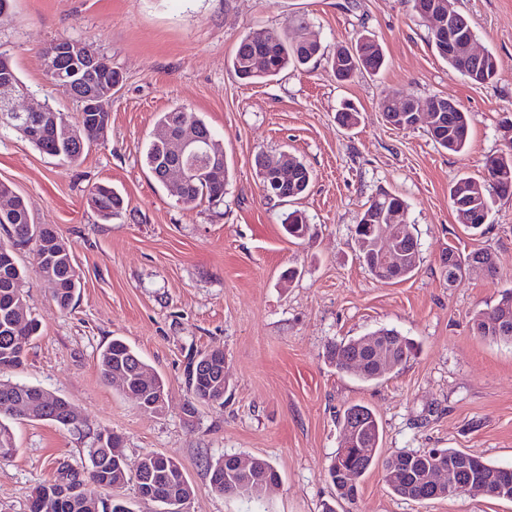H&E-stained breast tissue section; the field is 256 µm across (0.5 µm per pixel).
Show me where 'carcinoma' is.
Wrapping results in <instances>:
<instances>
[{
  "mask_svg": "<svg viewBox=\"0 0 512 512\" xmlns=\"http://www.w3.org/2000/svg\"><path fill=\"white\" fill-rule=\"evenodd\" d=\"M309 22L300 18L296 21L293 37L281 35L268 28L250 29L239 39L231 66L235 74L250 82L271 79L278 76L288 68H301L310 61L322 56L321 45L306 36ZM432 45L439 55L448 64V71L465 75L470 63L466 58L457 54H448V46L437 41ZM263 49L267 59L264 72L254 75L248 65L251 54L257 49ZM328 63L336 79L348 80L358 74H375L381 70L385 63L384 52L381 45L373 38L362 35L350 46H341L328 58ZM184 118H189L200 127L205 141L219 145L212 130L205 120L191 109L179 106L160 115L157 126L176 127ZM471 117L466 110L448 113V127L439 133L432 134L434 142L442 149L453 153L464 152L469 145V129ZM39 126L35 113L29 112L19 120L9 117L0 119V132L7 130L18 131L24 126ZM93 139L92 132L88 131L82 140L63 139L55 135L54 131L42 128V136L31 140L32 145L40 152L57 157L66 163L77 162L87 143ZM288 159L293 173V179L281 188L282 200L292 201L303 197L308 190L312 179V171L300 157L293 153L282 151L276 155L265 157L267 164L279 163ZM178 160L169 145L156 137L151 138L143 151V162L157 180H162L166 165ZM221 174L212 179L196 180L189 183L183 193V203L198 205L204 201L217 204L224 199V188L229 180V168L224 162V152H218L217 157ZM485 177L477 179L471 176H460L454 180L449 189V198L460 196L468 204L467 211L456 213L458 223L471 229H478L489 223L492 212V200L488 189H493L499 197L512 195V145L488 156L484 165ZM90 203L94 206L101 220L112 221V218L124 210V199L108 184H96L90 189ZM397 207L407 209L405 201L393 194L385 193L372 200L361 214L355 225V240L358 245L359 259L364 267L376 279L381 276L375 272L377 263L373 250V241L377 237L379 226L372 223V217L381 213L384 207ZM281 225L288 236L299 238L310 228L305 213L295 209L281 216ZM0 227L3 228L6 238L0 240V252L10 247H20L30 241L29 230L39 229L48 240L54 241L59 251L56 260L55 273L57 279L63 284L61 291L53 298L59 308L69 309L72 305L70 272L74 259L69 246L60 237L56 228L51 224H35L31 221L25 201L17 198L15 209L6 214L0 213ZM397 248L404 253V262L397 272V281L401 282L411 277L417 268L418 250L417 239L413 233L408 232L404 238L397 242ZM490 256L486 251L471 252L466 256L450 245L446 250L448 264L445 275L448 282H454L462 270L472 266L483 257ZM13 263L9 264L0 255V371L16 368L22 365L25 349L38 329V324L31 317L25 299L13 298L12 284L24 278V269L18 262V256L12 255ZM23 321L27 329L24 341L15 339V323ZM474 326L477 333L485 338L496 341L512 342V302L507 308L497 305L490 310L480 312L474 317ZM380 339L384 344L386 359L392 368L396 369L405 364L415 351L412 339L403 336L393 329H379ZM329 362L339 371H349V362L353 359L360 361L361 370L356 377L365 382L378 381L387 374V367L373 357L370 350L364 347L363 338H353L333 345L328 351ZM147 363L123 340L114 339L99 355V370L105 380L112 378L118 370H125L130 379L138 378L139 368ZM221 375L219 366L211 365L207 361V353L200 354L194 367V372L188 374V389L191 406L188 416H193L196 406L201 403H224V389L209 390L208 373ZM39 388L33 385L0 381V399L6 397L12 400L13 411L10 416L18 419H38L40 408L31 405ZM351 430L349 443L344 446L339 465H330L329 476L336 490V497L352 501L358 492L357 479L363 476L374 463L380 439V426L374 414L365 406L354 405L347 408L342 418V430ZM86 460L82 468H65L58 472L56 479L38 486L32 493L29 512H107L104 501L94 495V486L106 484L114 489L122 488L129 482L130 477L122 464L108 456L105 447L91 441L89 448L85 449ZM238 456L224 455L210 464V471L222 467V475L218 479H211L215 491L224 494L226 486L236 488V495L252 497L253 489L263 483L279 479L274 466L262 458L255 459L254 465L249 469L237 466ZM483 468V475L489 483L509 485L512 487V474L503 473L502 468L494 466L482 458L454 449L441 450L440 456L429 452L401 451L392 455L384 463V479L392 492L400 497L414 500L424 494H434L429 485V477L433 470L443 468L447 471L449 483H465L474 472L472 464ZM67 479L73 484H84L89 487L85 493L68 501L60 500L55 494L57 481ZM189 483L181 478H171L168 482V496L188 500L191 497Z\"/></svg>",
  "mask_w": 512,
  "mask_h": 512,
  "instance_id": "obj_1",
  "label": "carcinoma"
}]
</instances>
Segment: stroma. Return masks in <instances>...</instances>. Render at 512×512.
Returning <instances> with one entry per match:
<instances>
[{"mask_svg": "<svg viewBox=\"0 0 512 512\" xmlns=\"http://www.w3.org/2000/svg\"><path fill=\"white\" fill-rule=\"evenodd\" d=\"M466 16L479 47L500 62L492 83L452 74L435 52L428 23L411 0H11L0 12V51L31 94L77 116V102L51 95L42 51L75 37L108 56L122 81L112 94L105 140L79 163L63 164L22 134L0 137V181L25 201L37 224L55 225L81 282L69 309L40 279L31 254L26 303L40 326L21 366L0 380L50 390L78 411L82 432L49 420L8 419L15 451L0 456V512H29L33 490L69 464L80 467L90 433L121 436L128 470L157 453L177 460L192 489L188 512H512V501L480 493L414 501L394 494L381 460L401 451L455 448L512 467V343L479 336L473 319L512 289V198L495 202L491 222L458 224L449 188L479 177L503 146L512 116V0H449ZM307 18L326 54L358 35L381 45L385 68L337 81L326 62L257 84L230 62L249 28L284 31ZM442 96L470 112L469 147L455 154L433 142L425 124L398 130L380 101ZM361 114L341 127L344 104ZM198 112L224 149L232 176L223 202L187 206L144 167L142 151L160 113ZM289 151L314 177L293 202L266 198L260 155ZM108 183L127 201L100 221L88 201ZM401 196L420 244L412 277L385 283L360 263L353 228L381 193ZM299 209L310 229L288 237L282 212ZM490 251L494 272L467 269L447 282V246ZM294 279H287L288 270ZM412 338L415 356L385 378L364 382L326 358L331 344L380 328ZM119 338L164 380L165 408L140 409L119 384L103 380L100 351ZM224 352L223 404L184 414L191 355ZM369 407L381 430L379 464L359 480L355 501H334L328 469L342 440L340 417ZM225 454L268 460L279 481L257 499L226 496L207 462Z\"/></svg>", "mask_w": 512, "mask_h": 512, "instance_id": "stroma-1", "label": "stroma"}]
</instances>
